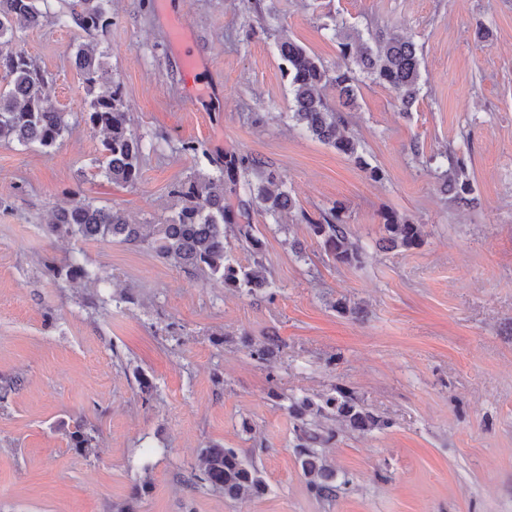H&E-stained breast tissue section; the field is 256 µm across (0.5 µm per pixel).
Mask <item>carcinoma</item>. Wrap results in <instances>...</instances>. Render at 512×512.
<instances>
[{
  "label": "carcinoma",
  "mask_w": 512,
  "mask_h": 512,
  "mask_svg": "<svg viewBox=\"0 0 512 512\" xmlns=\"http://www.w3.org/2000/svg\"><path fill=\"white\" fill-rule=\"evenodd\" d=\"M46 0H0V70L5 85H0V140L22 145L37 144L51 148L69 129L67 112L56 108L51 100L53 80L22 51L12 48L17 33L43 26L48 18L41 4ZM109 0H71L68 10L55 16L57 24L74 27L86 34H104L112 26L106 8ZM344 63L326 65L301 44L289 37L278 41L281 70L288 79L292 99V120L310 136L333 146L349 156L373 180L382 172L371 166L353 138L340 132L344 123L342 109L355 104L360 75L390 89L401 111L407 112L421 92V56L410 39L391 36L382 31L362 33L353 26L333 28ZM73 63L88 96L85 124L103 134L102 154L95 160L100 175L113 183L134 185L140 178L143 157L142 137L132 127L120 81L109 75L104 53L82 45L76 47ZM101 83L109 84L103 94L96 93ZM336 92L331 101L326 90ZM447 168L437 167L440 190L458 204L471 202L472 185L463 159L452 151L444 154ZM254 174L257 181L246 179ZM243 184L244 195L236 203L224 198V187ZM169 194L175 201L174 215L161 224H131L115 209L99 207L79 192L58 208L46 225L49 237L84 240H118L127 245L144 246L154 255L175 267L204 279H216L224 287L240 294L254 295L259 290L274 295V283L263 263V244L253 222L257 213L282 223V218L297 210L283 176L265 169L260 160L235 153L224 154V165L216 173L201 170L186 180L172 184ZM341 207H334L317 219L300 213L310 232L322 239L326 251L343 264L360 260L340 217ZM385 241L394 247L411 249L423 240V225L396 213L383 215ZM250 251L245 264L235 259L224 246L227 235ZM48 271L55 278L69 281L88 280L91 271L72 258ZM271 336L251 345V355L266 361L274 354ZM286 410L300 422L298 460L309 477L311 492L319 498H332L340 490L336 474L323 463L318 448L328 443L333 431L323 434L307 426L306 416L327 419L341 417L357 428L386 426L364 412L343 388L323 397L317 404L303 397L287 398ZM70 447L90 454L96 448L94 438L78 426L69 434ZM195 477L215 493L232 500L259 498L267 491L261 471L239 448L212 445L200 450Z\"/></svg>",
  "instance_id": "cac0c4a2"
}]
</instances>
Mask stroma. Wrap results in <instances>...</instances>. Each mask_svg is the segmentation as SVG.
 Listing matches in <instances>:
<instances>
[{
    "label": "stroma",
    "mask_w": 512,
    "mask_h": 512,
    "mask_svg": "<svg viewBox=\"0 0 512 512\" xmlns=\"http://www.w3.org/2000/svg\"><path fill=\"white\" fill-rule=\"evenodd\" d=\"M260 5L112 0L106 36L48 22L15 42L52 77L71 129L49 150L0 141V512H512V0ZM342 22L411 38L422 58L410 114L366 78L345 115L377 181L288 118L279 38L333 66ZM82 43L124 86L144 144L136 184L94 167L102 138L82 120L71 60ZM186 141L206 160L182 153ZM448 150L466 162L474 205L439 188ZM228 151L281 173L310 216L341 204L360 263L331 259L300 220L282 229L258 215L275 294L247 296L145 248L45 233L73 191L159 222L171 184ZM387 211L422 224L419 247L379 248ZM74 255L98 282L49 278ZM272 333L274 357L254 359L250 344ZM336 387L381 423L336 421L321 454L344 485L321 499L282 398ZM79 424L93 454L69 446ZM211 444L252 454L266 494L230 500L191 482Z\"/></svg>",
    "instance_id": "1"
}]
</instances>
